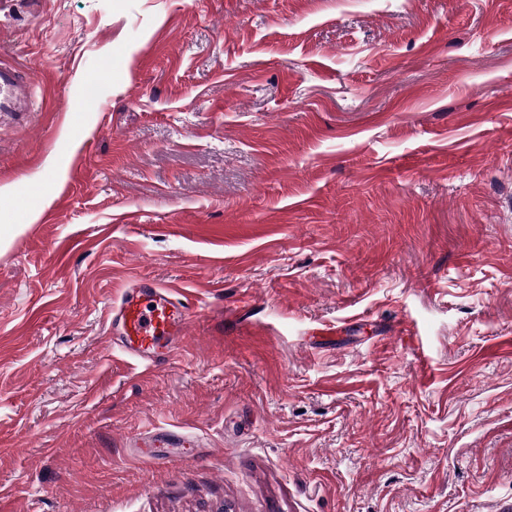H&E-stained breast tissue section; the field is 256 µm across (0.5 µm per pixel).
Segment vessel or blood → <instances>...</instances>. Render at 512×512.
Returning <instances> with one entry per match:
<instances>
[{"label": "vessel or blood", "instance_id": "vessel-or-blood-1", "mask_svg": "<svg viewBox=\"0 0 512 512\" xmlns=\"http://www.w3.org/2000/svg\"><path fill=\"white\" fill-rule=\"evenodd\" d=\"M29 94L25 74L0 64V112L28 111ZM108 318L122 352L153 370L170 360L192 316L181 290L139 279L110 305Z\"/></svg>", "mask_w": 512, "mask_h": 512}]
</instances>
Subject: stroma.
<instances>
[{"mask_svg":"<svg viewBox=\"0 0 512 512\" xmlns=\"http://www.w3.org/2000/svg\"><path fill=\"white\" fill-rule=\"evenodd\" d=\"M1 60L0 512L512 504V0H0ZM30 87L24 73L0 62V112H29ZM182 291L138 279L108 309L109 336L121 351L147 368L168 362L186 336L191 309Z\"/></svg>","mask_w":512,"mask_h":512,"instance_id":"35a3bbf8","label":"stroma"}]
</instances>
